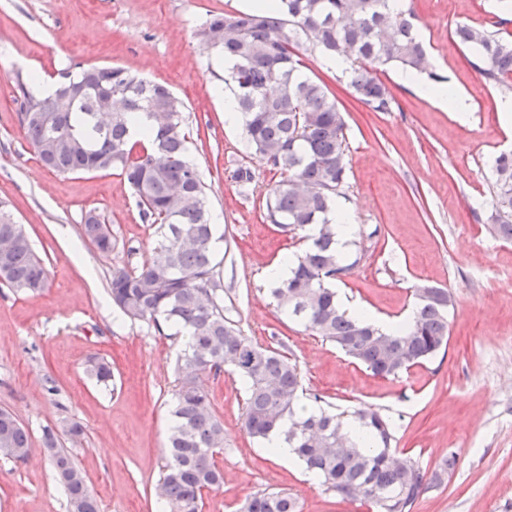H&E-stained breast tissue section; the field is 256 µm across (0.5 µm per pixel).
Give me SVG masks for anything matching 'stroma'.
I'll use <instances>...</instances> for the list:
<instances>
[{"label":"stroma","instance_id":"obj_1","mask_svg":"<svg viewBox=\"0 0 512 512\" xmlns=\"http://www.w3.org/2000/svg\"><path fill=\"white\" fill-rule=\"evenodd\" d=\"M427 36L429 70L465 90L469 123L400 81L379 74L392 109L375 112L317 55L307 73L333 91L346 120L348 179L336 203L352 206L351 273L337 294L393 320L415 305L421 285L448 289V345L395 379L371 374L278 309L266 271L309 245L263 216L280 171L251 154L241 124L224 119V61L199 45L210 14L246 0H0V202L24 224L49 284L23 295L0 284V409L28 430L29 456H0V512H68L64 488L43 451L45 428L74 422L82 432L61 446L83 470L100 512H158L156 487L172 424L176 357L184 342L160 336L113 308V268L142 265L156 237L118 172L60 175L24 141L18 80L56 82L67 67L121 66L166 85L186 106L190 156L216 225V280L224 316L242 332L296 361L307 392L338 409L369 406L397 426V446L428 470L448 453L457 463L414 512H512V241L488 230L494 161L512 151L499 113L504 95L474 68V48L442 49L456 24L503 15L500 0H415ZM251 171L249 191L234 178ZM109 225L115 247L99 252L80 235L89 210ZM112 365L109 384L85 369L90 355ZM224 423L215 455L224 486L202 512H237L259 490H284L301 512H372L324 491L298 461L283 462L243 427L245 391L228 372L205 374Z\"/></svg>","mask_w":512,"mask_h":512}]
</instances>
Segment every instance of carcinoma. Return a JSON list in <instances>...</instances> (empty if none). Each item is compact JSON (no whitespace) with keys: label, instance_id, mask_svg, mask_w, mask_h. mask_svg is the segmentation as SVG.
<instances>
[{"label":"carcinoma","instance_id":"carcinoma-1","mask_svg":"<svg viewBox=\"0 0 512 512\" xmlns=\"http://www.w3.org/2000/svg\"><path fill=\"white\" fill-rule=\"evenodd\" d=\"M413 0L393 9L390 0H279L263 10L212 14L196 36L224 58V87L238 112L246 141L271 168L288 174L265 199V219L285 232L310 231L312 244L293 261L290 275L273 293L288 318L336 346L382 378L396 377L448 345V307L415 292L412 320L393 330L349 316L336 302V273L358 264L336 249L330 215L347 177L345 121L327 86L304 72L298 49L318 54L340 69L358 99L375 112L391 110L385 84L365 63L424 70V39ZM456 39L479 53L485 82L512 91V39L483 25H460ZM63 83L64 97L17 85L25 140L41 162L62 175L118 171L137 198L141 216L158 237L153 258L133 268L116 267L108 278L112 304L126 318L144 322L160 336L173 329L185 337L177 362L173 425L158 484L163 512H199L206 492L224 485L214 454L224 447V426L210 394L198 380L225 370L241 380L246 398L243 425L249 436L283 437L319 484L336 495L360 499L377 512H413L423 493L453 470L449 453L433 472L392 447L395 426L385 415L361 409L335 413L305 411L301 372L285 353L246 336L224 317L213 250V224L200 171L188 157L184 105L168 87L119 66L92 67ZM112 95V114L99 118V99ZM143 116L142 146L131 125ZM498 179L489 216L493 233L512 240V154L496 161ZM81 236L99 251H112V233L93 211ZM0 282L21 293H39L48 273L35 255L23 225L0 204ZM86 371L100 382L112 378L110 363L91 355ZM0 411V455L24 460L29 433ZM76 423L42 436L52 468L67 495L69 512H99L97 499L60 435H77ZM239 512H300L292 495L261 491Z\"/></svg>","mask_w":512,"mask_h":512}]
</instances>
